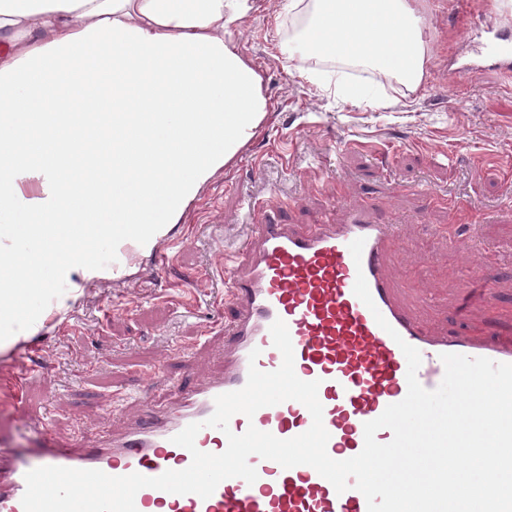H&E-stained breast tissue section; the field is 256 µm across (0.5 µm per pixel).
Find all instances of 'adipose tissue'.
Returning a JSON list of instances; mask_svg holds the SVG:
<instances>
[{
	"label": "adipose tissue",
	"instance_id": "obj_1",
	"mask_svg": "<svg viewBox=\"0 0 512 512\" xmlns=\"http://www.w3.org/2000/svg\"><path fill=\"white\" fill-rule=\"evenodd\" d=\"M253 0H0V350L92 281L105 245L150 251L268 113L230 39ZM291 60L319 57L418 91L430 55L416 0H287ZM52 278H45L44 268Z\"/></svg>",
	"mask_w": 512,
	"mask_h": 512
}]
</instances>
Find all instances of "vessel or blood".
I'll return each instance as SVG.
<instances>
[{"mask_svg":"<svg viewBox=\"0 0 512 512\" xmlns=\"http://www.w3.org/2000/svg\"><path fill=\"white\" fill-rule=\"evenodd\" d=\"M360 237L365 245L357 261L349 245ZM399 243L395 225L357 217L345 224L325 221L305 229L278 221L258 224L255 238L243 244L242 257L224 260L225 299L232 316L224 325L220 375L184 388L175 410L145 407L123 435L97 445L73 449L50 438L38 453L27 457L0 448V512H23L25 475L38 467L98 469L111 476L137 472L147 477L185 469L191 455L172 438L194 422L202 425L197 448L213 454L226 449L227 433L241 434L251 426L280 439L307 431L312 416L295 400L261 408L250 418L235 414L225 432L206 424L215 397L241 389L250 365L266 372L280 367L282 355L270 334L278 319L289 330L296 375L319 383L323 423L330 434L327 452L336 460L359 454L365 422L405 397L407 360L401 343L420 351L417 378L429 390L443 379L445 353L512 363V334L473 340L435 332L413 317L386 271L389 248ZM360 274L373 306H366L353 291ZM379 314L386 326L376 323ZM255 349L260 355L253 362L249 355ZM249 463L258 474L254 483L228 478L205 499L147 487L135 496L137 512H156L166 505L172 512H368L361 492L353 488L336 492L311 466L286 469L256 455Z\"/></svg>","mask_w":512,"mask_h":512,"instance_id":"b4317fda","label":"vessel or blood"}]
</instances>
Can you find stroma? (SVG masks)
Masks as SVG:
<instances>
[{"label":"stroma","mask_w":512,"mask_h":512,"mask_svg":"<svg viewBox=\"0 0 512 512\" xmlns=\"http://www.w3.org/2000/svg\"><path fill=\"white\" fill-rule=\"evenodd\" d=\"M454 2L418 0L432 55L415 94L387 80L350 101L306 78L320 63L281 55L282 0H256L232 38L263 77L267 117L151 251L96 253L124 274L82 284L62 312L38 301V331L0 352V438L29 454L41 424L77 447L121 430L142 401L175 407L185 375L216 374L229 315L219 267L283 193L291 224H343L359 210L400 225L387 266L420 321L476 338L511 330L512 86L479 58L484 16L512 45V0ZM463 64L477 74L457 77ZM476 250L483 280L462 265ZM422 271L437 308L416 303Z\"/></svg>","instance_id":"35a3bbf8"}]
</instances>
